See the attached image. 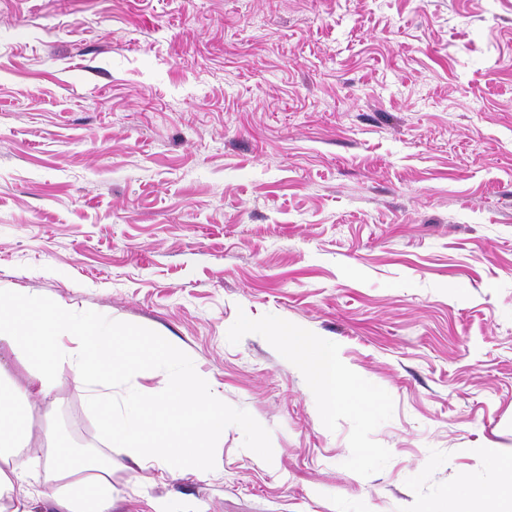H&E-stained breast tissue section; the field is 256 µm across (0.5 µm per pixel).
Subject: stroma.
I'll return each instance as SVG.
<instances>
[{
	"instance_id": "stroma-1",
	"label": "stroma",
	"mask_w": 512,
	"mask_h": 512,
	"mask_svg": "<svg viewBox=\"0 0 512 512\" xmlns=\"http://www.w3.org/2000/svg\"><path fill=\"white\" fill-rule=\"evenodd\" d=\"M0 288L223 405L219 469L137 460L62 372L25 417L111 458L112 512H504L512 0H0ZM279 324L372 407L327 414Z\"/></svg>"
}]
</instances>
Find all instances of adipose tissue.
<instances>
[{"instance_id":"obj_1","label":"adipose tissue","mask_w":512,"mask_h":512,"mask_svg":"<svg viewBox=\"0 0 512 512\" xmlns=\"http://www.w3.org/2000/svg\"><path fill=\"white\" fill-rule=\"evenodd\" d=\"M303 366L310 388L328 412L369 407L370 399L350 385L335 347L281 325L273 330ZM24 356L28 375L21 384L0 379V512H34L35 488L50 489L58 512H112V467L78 456L65 442L34 439L21 409L47 398L61 372H70L97 408L112 446L136 458L189 462L202 469L218 465L207 438L224 428V409L213 404L191 369L173 375L165 395H130L122 422L112 420V381L135 378L153 366L182 361L174 346L142 344L136 331L116 336L97 315L76 318L62 304L45 306L24 293L0 292V347Z\"/></svg>"}]
</instances>
